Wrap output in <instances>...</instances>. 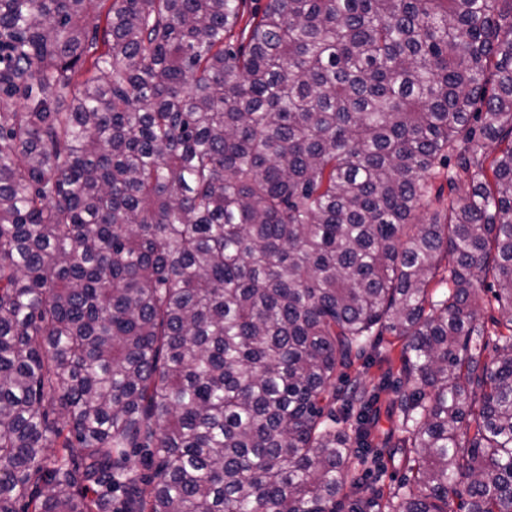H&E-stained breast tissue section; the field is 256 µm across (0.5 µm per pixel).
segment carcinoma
<instances>
[{
	"instance_id": "carcinoma-1",
	"label": "carcinoma",
	"mask_w": 512,
	"mask_h": 512,
	"mask_svg": "<svg viewBox=\"0 0 512 512\" xmlns=\"http://www.w3.org/2000/svg\"><path fill=\"white\" fill-rule=\"evenodd\" d=\"M344 508L512 512V0H0V512ZM371 476L366 477L367 484L373 485L376 488H384L386 491L399 483L403 470L396 469L384 456L382 465L379 470L374 469L372 466Z\"/></svg>"
}]
</instances>
